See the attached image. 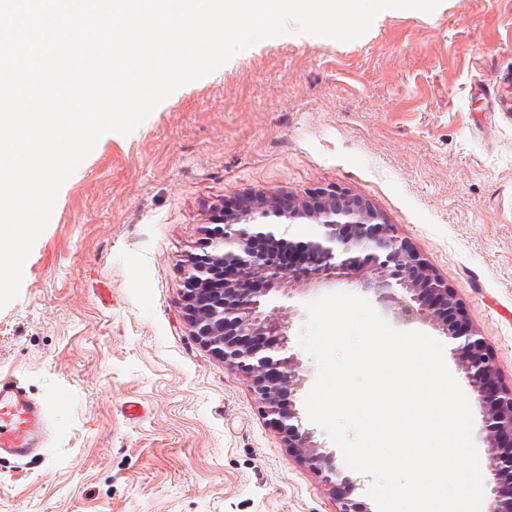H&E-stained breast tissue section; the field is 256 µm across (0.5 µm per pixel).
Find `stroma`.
<instances>
[{
    "label": "stroma",
    "instance_id": "1",
    "mask_svg": "<svg viewBox=\"0 0 512 512\" xmlns=\"http://www.w3.org/2000/svg\"><path fill=\"white\" fill-rule=\"evenodd\" d=\"M512 0L402 10L351 42L264 40L108 133L60 189L0 308V374L48 403L44 457L0 465V512H336L243 378L192 336L183 265L214 208L336 185L367 199L454 288L512 382ZM290 347L304 406L318 374ZM139 403L144 415L129 418Z\"/></svg>",
    "mask_w": 512,
    "mask_h": 512
}]
</instances>
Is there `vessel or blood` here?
<instances>
[{
	"mask_svg": "<svg viewBox=\"0 0 512 512\" xmlns=\"http://www.w3.org/2000/svg\"><path fill=\"white\" fill-rule=\"evenodd\" d=\"M53 435L45 402L31 397L19 377L0 375V460L35 456Z\"/></svg>",
	"mask_w": 512,
	"mask_h": 512,
	"instance_id": "vessel-or-blood-1",
	"label": "vessel or blood"
}]
</instances>
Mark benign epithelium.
<instances>
[{"instance_id":"benign-epithelium-1","label":"benign epithelium","mask_w":512,"mask_h":512,"mask_svg":"<svg viewBox=\"0 0 512 512\" xmlns=\"http://www.w3.org/2000/svg\"><path fill=\"white\" fill-rule=\"evenodd\" d=\"M204 230L200 252L187 259L185 317L197 340L250 385L266 424L277 432L291 459L316 474L338 495L336 512H368L354 498L361 488L336 465V452L316 439L296 408L303 384L291 352V320L271 294L291 298L314 285L356 281L383 294L401 292V320L433 326L454 345L457 370L466 380L482 417L480 439L491 475L487 512H512V384L503 382L493 352L460 309L448 280L366 199L328 185L310 197L251 193L215 214ZM294 224L316 233L303 242L311 261L282 265L253 247L275 240ZM233 278L224 281V271ZM254 280L266 284L260 292Z\"/></svg>"}]
</instances>
